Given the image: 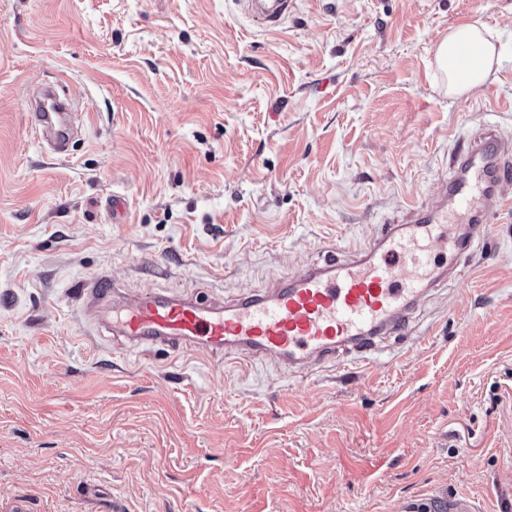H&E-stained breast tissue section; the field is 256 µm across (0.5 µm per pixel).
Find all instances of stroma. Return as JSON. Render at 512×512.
I'll use <instances>...</instances> for the list:
<instances>
[{
	"label": "stroma",
	"mask_w": 512,
	"mask_h": 512,
	"mask_svg": "<svg viewBox=\"0 0 512 512\" xmlns=\"http://www.w3.org/2000/svg\"><path fill=\"white\" fill-rule=\"evenodd\" d=\"M495 77L448 96L450 27ZM56 87L68 155L25 124ZM512 139V0H0V512H512V210L419 300L414 345L297 373L116 348L75 287L234 299L363 251L437 196L482 127ZM125 203L112 221V198ZM295 0H235L245 14L259 19L265 29L283 25L294 8ZM496 37L480 21L460 24L448 32L435 51L438 67L448 81V94L461 96L490 80L496 57L490 39ZM118 290L111 276L102 273L78 284L75 297L80 311L85 315H91L109 306Z\"/></svg>",
	"instance_id": "stroma-1"
}]
</instances>
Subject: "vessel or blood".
Listing matches in <instances>:
<instances>
[{
  "instance_id": "b4317fda",
  "label": "vessel or blood",
  "mask_w": 512,
  "mask_h": 512,
  "mask_svg": "<svg viewBox=\"0 0 512 512\" xmlns=\"http://www.w3.org/2000/svg\"><path fill=\"white\" fill-rule=\"evenodd\" d=\"M267 29L283 25L295 0H236ZM68 102L48 91L33 95L25 121L56 154H66L81 127ZM461 168L446 172V194L418 213L408 228L389 224L363 253L330 256L260 293L218 303L198 293L128 294L119 306L117 287L99 274L77 286L83 314L111 307L113 335L139 348L158 344L199 346L228 357L273 359L287 367L333 362L363 354L388 336L411 335L415 303L436 265L435 248L451 225L449 207L484 224L502 211L498 191L512 177V146L488 126L459 148Z\"/></svg>"
}]
</instances>
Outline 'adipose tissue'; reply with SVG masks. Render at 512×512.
<instances>
[{
	"instance_id": "1",
	"label": "adipose tissue",
	"mask_w": 512,
	"mask_h": 512,
	"mask_svg": "<svg viewBox=\"0 0 512 512\" xmlns=\"http://www.w3.org/2000/svg\"><path fill=\"white\" fill-rule=\"evenodd\" d=\"M488 33L481 22L465 23L452 28L438 44L435 56L449 94L461 96L489 81L496 47Z\"/></svg>"
}]
</instances>
